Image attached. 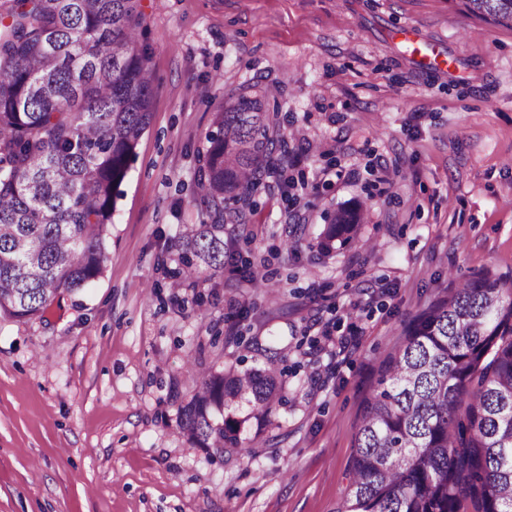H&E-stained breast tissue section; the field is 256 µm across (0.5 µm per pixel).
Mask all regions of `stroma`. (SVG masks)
I'll return each mask as SVG.
<instances>
[{
	"label": "stroma",
	"mask_w": 512,
	"mask_h": 512,
	"mask_svg": "<svg viewBox=\"0 0 512 512\" xmlns=\"http://www.w3.org/2000/svg\"><path fill=\"white\" fill-rule=\"evenodd\" d=\"M142 6L153 112L107 265L43 317L0 314V512H337L363 404L416 312L448 280L512 276V25L462 0ZM275 83L288 168L253 193L247 234L225 225L223 273L183 280L172 242L207 221L197 149L233 90ZM341 207L358 239L320 255ZM266 347L286 405L247 422L239 452L190 447L188 362L261 368Z\"/></svg>",
	"instance_id": "35a3bbf8"
}]
</instances>
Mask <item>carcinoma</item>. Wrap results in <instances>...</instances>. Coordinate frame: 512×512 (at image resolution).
I'll list each match as a JSON object with an SVG mask.
<instances>
[{
	"mask_svg": "<svg viewBox=\"0 0 512 512\" xmlns=\"http://www.w3.org/2000/svg\"><path fill=\"white\" fill-rule=\"evenodd\" d=\"M512 23V0H465ZM140 0H0V312L45 313L104 270L115 200L153 110ZM270 90L241 88L197 149V206L210 218L179 234L189 279L224 271V225L288 165ZM357 213L337 210L324 254L353 244ZM285 370H219L179 406L191 446L244 448L245 401L265 418ZM344 512H512V277L486 267L443 289L391 352L354 436Z\"/></svg>",
	"mask_w": 512,
	"mask_h": 512,
	"instance_id": "carcinoma-1",
	"label": "carcinoma"
}]
</instances>
